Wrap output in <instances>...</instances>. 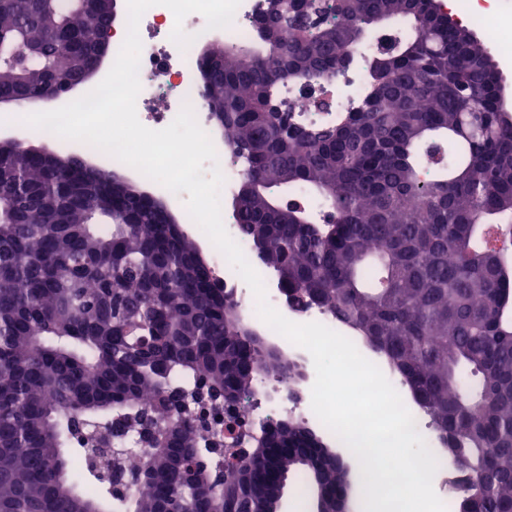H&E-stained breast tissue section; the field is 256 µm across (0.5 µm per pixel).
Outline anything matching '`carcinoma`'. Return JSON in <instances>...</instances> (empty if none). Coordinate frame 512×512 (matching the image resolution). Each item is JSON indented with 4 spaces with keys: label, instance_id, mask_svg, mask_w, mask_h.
I'll return each instance as SVG.
<instances>
[{
    "label": "carcinoma",
    "instance_id": "carcinoma-1",
    "mask_svg": "<svg viewBox=\"0 0 512 512\" xmlns=\"http://www.w3.org/2000/svg\"><path fill=\"white\" fill-rule=\"evenodd\" d=\"M113 0H0V97L60 96L90 69ZM258 18L250 56L196 53L203 101L248 162L257 188L238 207L262 263L285 278L296 307L331 311L410 387L468 475L458 512H512V257L479 242L512 228V113L501 74L475 33L431 0H278ZM407 32L370 61L365 98L337 120L306 121L283 101V74L336 77L367 31L390 19ZM68 150L36 156L21 143L0 161V512H280L270 472L336 512L343 462L317 468L328 436L304 422L269 424L249 445L250 410L227 437L173 418L172 389L224 388L236 400L255 376L301 378L252 341L244 314L204 271L195 243L143 193L117 197L112 168ZM304 186L313 209L283 192ZM254 342L247 349L248 342ZM94 416L122 440L149 426L154 442L119 459L104 486L73 416ZM282 451L246 465L255 440Z\"/></svg>",
    "mask_w": 512,
    "mask_h": 512
}]
</instances>
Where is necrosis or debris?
Wrapping results in <instances>:
<instances>
[{
	"instance_id": "1",
	"label": "necrosis or debris",
	"mask_w": 512,
	"mask_h": 512,
	"mask_svg": "<svg viewBox=\"0 0 512 512\" xmlns=\"http://www.w3.org/2000/svg\"><path fill=\"white\" fill-rule=\"evenodd\" d=\"M460 7L463 20L481 31L500 61H512V10L502 7L498 0H460ZM174 24L173 12L163 5L150 7L141 17V90L136 99L137 116L145 127L161 130L173 122L183 106L192 107L197 122L216 148L218 166L225 178L224 227L245 250L249 244L242 239L233 208L244 166L236 154L233 141L212 126L208 112L200 103L195 49L191 46L180 48L171 40ZM368 55V50H360L352 56L345 74L322 82V92L330 103L325 115L333 118L348 112L365 96L370 84L366 63ZM254 268L264 281L269 304L285 318L295 323L317 322L348 339H356V332L327 310L318 306L298 310L290 306L277 285L275 273L259 261L255 262ZM250 402L254 418L260 424L288 416L309 417L313 414L310 390L289 391L286 382L263 374L254 381Z\"/></svg>"
}]
</instances>
